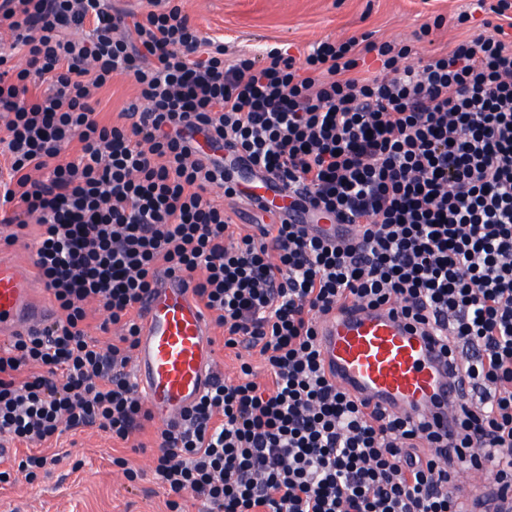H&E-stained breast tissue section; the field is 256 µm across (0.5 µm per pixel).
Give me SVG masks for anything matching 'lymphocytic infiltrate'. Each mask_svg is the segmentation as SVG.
<instances>
[{
  "label": "lymphocytic infiltrate",
  "instance_id": "f902f5d3",
  "mask_svg": "<svg viewBox=\"0 0 512 512\" xmlns=\"http://www.w3.org/2000/svg\"><path fill=\"white\" fill-rule=\"evenodd\" d=\"M483 32L411 64L414 42L370 34L294 56L226 59L174 0H0V224H37L33 266L62 319L0 346V441L94 428L126 440L152 418L127 366L139 304L183 274L225 347L258 351L157 435L170 512H464L458 468L512 492V0ZM23 53L24 66L12 65ZM380 66L359 70L360 54ZM131 77L139 103L102 123L98 90ZM227 159L197 155L196 134ZM79 142L76 158L65 151ZM303 186L335 238L264 210L253 232L211 194L225 176ZM107 313L89 336L86 305ZM397 305L454 353L478 392L454 436L370 406L327 374L316 326Z\"/></svg>",
  "mask_w": 512,
  "mask_h": 512
}]
</instances>
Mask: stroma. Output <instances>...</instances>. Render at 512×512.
Listing matches in <instances>:
<instances>
[{
    "instance_id": "35a3bbf8",
    "label": "stroma",
    "mask_w": 512,
    "mask_h": 512,
    "mask_svg": "<svg viewBox=\"0 0 512 512\" xmlns=\"http://www.w3.org/2000/svg\"><path fill=\"white\" fill-rule=\"evenodd\" d=\"M471 0H182L202 36L223 40L229 55L261 54L268 46L307 49L325 37L373 33L379 40H405L422 24L433 41L419 55L454 39L481 32L487 19L473 12L465 26L456 17ZM152 431L121 441L96 430L65 432L51 446L58 463L35 482L23 474L0 484V512H170L168 496L152 472ZM122 456L141 474L126 480L113 457Z\"/></svg>"
}]
</instances>
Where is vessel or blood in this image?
<instances>
[{
    "mask_svg": "<svg viewBox=\"0 0 512 512\" xmlns=\"http://www.w3.org/2000/svg\"><path fill=\"white\" fill-rule=\"evenodd\" d=\"M248 193L283 209L297 199L265 177L255 178ZM141 306L132 375L149 411L167 425L210 385L213 341L180 273L160 275ZM56 317L55 308L37 298L21 272L0 262V338L32 334ZM318 339L325 369L340 387L402 416L427 414L441 433L453 431L456 413L471 398L469 386L459 379L461 358H449L394 306L333 312L321 320ZM459 490L467 512H512V493L503 494L485 477Z\"/></svg>",
    "mask_w": 512,
    "mask_h": 512,
    "instance_id": "obj_1",
    "label": "vessel or blood"
}]
</instances>
